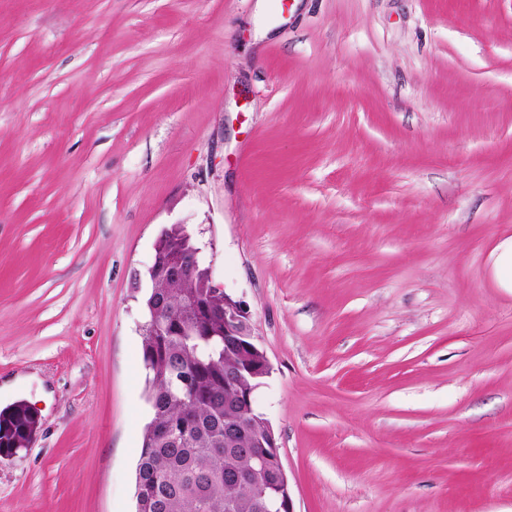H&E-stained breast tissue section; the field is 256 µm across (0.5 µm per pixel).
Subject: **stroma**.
I'll return each mask as SVG.
<instances>
[{
  "instance_id": "stroma-1",
  "label": "stroma",
  "mask_w": 512,
  "mask_h": 512,
  "mask_svg": "<svg viewBox=\"0 0 512 512\" xmlns=\"http://www.w3.org/2000/svg\"><path fill=\"white\" fill-rule=\"evenodd\" d=\"M274 3L0 0V512H135L174 224L295 512H512V0ZM180 224H174L171 227L165 229L161 234L162 244L170 252H188L191 246L194 244L193 241H187L181 234L183 227ZM496 258L493 274L502 288L512 289V237L502 241L494 249ZM36 416L24 401H16L0 409L1 456H10L14 449L26 447L40 426Z\"/></svg>"
}]
</instances>
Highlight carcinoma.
<instances>
[{"mask_svg": "<svg viewBox=\"0 0 512 512\" xmlns=\"http://www.w3.org/2000/svg\"><path fill=\"white\" fill-rule=\"evenodd\" d=\"M174 224L161 234L171 252H188L193 242ZM206 309H190L189 298ZM149 332L142 355L153 410L143 432L135 473L136 512H286L270 496L277 470L270 454L256 465L247 448L251 433L224 446V423L252 420L251 408L224 399L252 393L261 383L250 371L258 354L245 336L224 335V304L200 280L161 282L145 299ZM194 384L182 395L178 379ZM40 420L23 401L0 409V455L26 447Z\"/></svg>", "mask_w": 512, "mask_h": 512, "instance_id": "1", "label": "carcinoma"}]
</instances>
